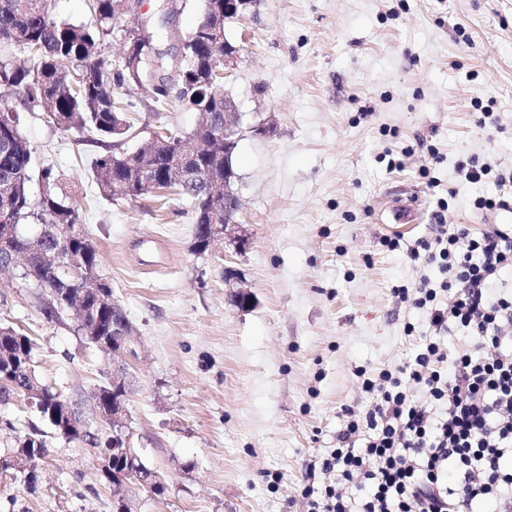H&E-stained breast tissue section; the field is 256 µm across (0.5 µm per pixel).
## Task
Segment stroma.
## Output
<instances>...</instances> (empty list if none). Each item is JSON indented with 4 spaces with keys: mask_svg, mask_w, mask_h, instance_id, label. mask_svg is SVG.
Wrapping results in <instances>:
<instances>
[{
    "mask_svg": "<svg viewBox=\"0 0 512 512\" xmlns=\"http://www.w3.org/2000/svg\"><path fill=\"white\" fill-rule=\"evenodd\" d=\"M226 35L240 61L225 87L244 124L272 128L235 152L246 251L196 255L186 200H106L90 176L100 145L18 112L37 164L73 185L100 273L136 329L128 410L168 483L160 498L133 490L137 512H305L309 464L335 447L343 408L370 403L355 368L393 367L416 349L404 326L421 315L392 288L440 273L407 248L440 221L489 227L473 202L500 190L467 182L458 163L512 169V0H256ZM128 101V150L159 126L198 123L188 108L155 112L146 88ZM481 106L496 126L476 125ZM410 192L417 222L391 223L392 199ZM393 236L390 251L381 240ZM228 266L245 307L231 302ZM41 297L19 270L0 272V320L36 339L41 381L106 436L91 395L112 363L73 316L44 319ZM35 419L25 398L0 405V454ZM94 458L88 442L54 441L33 489L0 483V512H113Z\"/></svg>",
    "mask_w": 512,
    "mask_h": 512,
    "instance_id": "35a3bbf8",
    "label": "stroma"
}]
</instances>
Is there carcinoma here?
I'll use <instances>...</instances> for the list:
<instances>
[{
    "mask_svg": "<svg viewBox=\"0 0 512 512\" xmlns=\"http://www.w3.org/2000/svg\"><path fill=\"white\" fill-rule=\"evenodd\" d=\"M93 20L74 24L58 20L53 0H0V88L17 96L28 110H40L47 122L63 131L76 130L97 136L105 152L91 161L92 177L101 196L108 200L136 201L146 195V172L160 191L176 189L194 214L195 239H205L206 224L224 223V139L216 137L224 122V80L213 73V63L224 54V0H209L195 26L183 34L185 56L179 62L175 84L166 79L152 87L157 107L170 102L202 114L193 134L167 129L139 150L119 154L112 141L130 130L125 115L129 102L121 96L149 83L146 64L170 69L165 54L155 46L167 33L150 25L139 30L136 41L122 45V61L114 70L106 56L112 35L124 32L117 26L120 0H88ZM33 150L19 128L16 110L0 108V227H9V238L31 255L24 278L42 290L54 289L59 299L41 314L58 321L82 302L89 316L76 328L89 345L120 335L123 318L112 312V286L99 274V255L89 239L80 205L51 167L40 170V197L30 196L28 184ZM180 167L192 175L205 173L212 191L190 182L173 183L170 171ZM39 226L30 236L23 226ZM36 342L15 327L0 322V380L19 381L23 376L42 388L44 408L37 412L41 425H31L18 437L13 455L32 461L24 479L35 481L48 439H81L91 444L96 437L77 429L67 430L64 418L69 406L61 393L36 375Z\"/></svg>",
    "mask_w": 512,
    "mask_h": 512,
    "instance_id": "carcinoma-1",
    "label": "carcinoma"
}]
</instances>
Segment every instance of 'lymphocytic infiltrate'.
Masks as SVG:
<instances>
[{
    "label": "lymphocytic infiltrate",
    "instance_id": "1",
    "mask_svg": "<svg viewBox=\"0 0 512 512\" xmlns=\"http://www.w3.org/2000/svg\"><path fill=\"white\" fill-rule=\"evenodd\" d=\"M440 282L396 287L426 331L402 365L356 369L367 410H343L336 446L316 459L322 478L302 489L307 512H473L493 501L512 512V225L481 235L438 226L409 248ZM473 340L449 353V328Z\"/></svg>",
    "mask_w": 512,
    "mask_h": 512
}]
</instances>
